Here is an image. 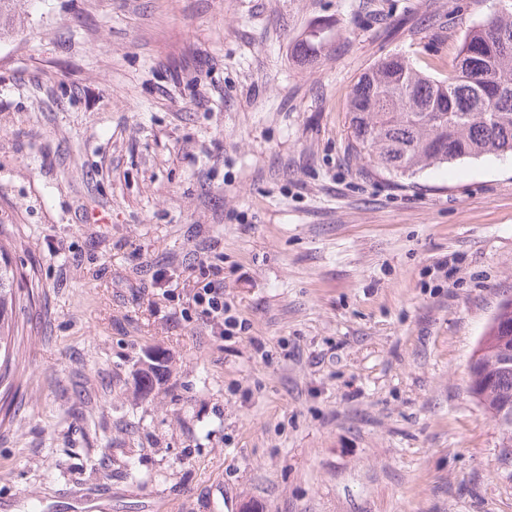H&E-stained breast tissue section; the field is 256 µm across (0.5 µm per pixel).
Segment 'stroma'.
<instances>
[{
	"label": "stroma",
	"instance_id": "1",
	"mask_svg": "<svg viewBox=\"0 0 512 512\" xmlns=\"http://www.w3.org/2000/svg\"><path fill=\"white\" fill-rule=\"evenodd\" d=\"M12 7L0 241L36 305L0 512H512V452L468 392L512 297V156L395 177L349 133L380 57L447 73L512 0ZM203 257L248 332L188 318ZM151 347L174 374L145 397ZM320 31H322V28L319 25L311 27L296 44V57L301 63L311 64L315 62L322 51H324L327 42L326 33L328 31ZM317 32H320V35L317 36Z\"/></svg>",
	"mask_w": 512,
	"mask_h": 512
}]
</instances>
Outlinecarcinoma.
Here are the masks:
<instances>
[{"label": "carcinoma", "mask_w": 512, "mask_h": 512, "mask_svg": "<svg viewBox=\"0 0 512 512\" xmlns=\"http://www.w3.org/2000/svg\"><path fill=\"white\" fill-rule=\"evenodd\" d=\"M326 42L320 26L310 28L296 44L297 60L315 62ZM349 114L355 152L396 176L465 158L512 154V12L469 29L443 80L417 70L399 54L379 59L354 86ZM24 278L23 269L0 246V392L5 399L17 370L12 336L19 315L32 308L30 294L21 292ZM504 348H512V306L502 308L486 328L469 383L470 395L495 420L500 402L512 398V371L500 366ZM171 373L166 351L146 353L135 372L136 391L161 388Z\"/></svg>", "instance_id": "cac0c4a2"}]
</instances>
